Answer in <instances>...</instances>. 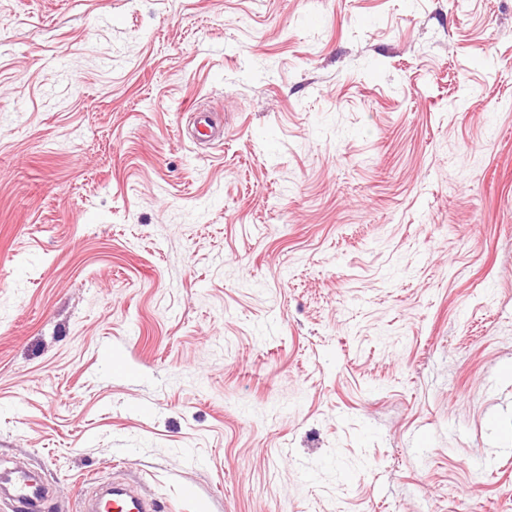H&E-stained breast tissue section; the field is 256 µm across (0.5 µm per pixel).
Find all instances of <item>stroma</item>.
<instances>
[{"instance_id": "obj_1", "label": "stroma", "mask_w": 512, "mask_h": 512, "mask_svg": "<svg viewBox=\"0 0 512 512\" xmlns=\"http://www.w3.org/2000/svg\"><path fill=\"white\" fill-rule=\"evenodd\" d=\"M17 466L512 512V0H0Z\"/></svg>"}]
</instances>
